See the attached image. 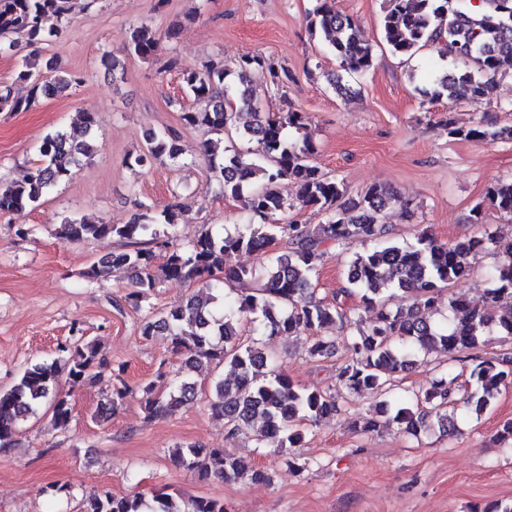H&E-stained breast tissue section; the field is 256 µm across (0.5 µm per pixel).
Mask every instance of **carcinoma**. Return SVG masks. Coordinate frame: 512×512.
<instances>
[{
  "instance_id": "cac0c4a2",
  "label": "carcinoma",
  "mask_w": 512,
  "mask_h": 512,
  "mask_svg": "<svg viewBox=\"0 0 512 512\" xmlns=\"http://www.w3.org/2000/svg\"><path fill=\"white\" fill-rule=\"evenodd\" d=\"M68 0H0V46L12 50L23 39L30 46L58 33L47 26L70 23ZM311 25L328 38L330 51L344 74L327 75L340 95L352 92L343 75H361L374 66V48L363 40L354 16L338 11L327 0H317ZM382 39L390 51L411 58L429 50L451 58L459 68L434 72L420 90L422 104L444 96L474 104L484 101L491 79L504 67L512 69V0H388L382 20ZM162 35L146 24L132 27L122 49L144 60L157 56ZM16 78L29 85L27 97L0 89V112H26L40 99L53 98L78 86L82 77L64 71L54 59L40 66L29 57L17 64ZM263 78L279 86L288 83V69L276 68L261 55L229 65L216 55L201 67L183 72L186 93L205 102L202 109L183 112L185 124L203 127L219 136L207 140L203 153L215 173L224 198L243 205L260 222L235 232L205 229L182 241L177 226L185 221L188 204L175 200L161 210L146 202L127 224H108L87 217L66 218L55 229L57 239L74 244L111 236L121 247L94 262L84 276L92 281L115 271L128 273L126 303L142 308L151 292L166 280L196 283L210 291L214 306L191 296L167 312L148 308L140 325L145 339L162 336L172 352L182 356L178 369L159 365L155 378L140 386L147 417L165 418L195 397L194 372L202 367L230 368L234 382L217 377L211 385L209 409L223 418L227 436L242 429L253 431L257 447L271 448L288 468L301 472L305 464L288 452L303 439L302 422L316 424L342 413V396L336 390L300 388L263 348L261 337L303 334L307 352L319 360L332 347L331 332L348 336L349 356L337 373L339 388L349 392H379L393 385L398 375L412 368L419 355L443 352L450 356L477 348L491 333L512 339V248L498 254L484 302L472 306L447 289L472 273L471 259L496 249L493 235L480 231L456 242H441L422 229L414 241L392 243L385 224L386 212L401 207L398 195L373 185L353 195L344 179L323 171L313 162L314 144L307 133L311 118L305 112H270L254 94V82ZM82 136L65 130L48 135L38 148L39 159L18 178L0 177V216L21 215L51 188L68 181L73 168L93 155L95 120L83 116ZM299 134L289 141V131ZM230 145L217 155L220 137ZM448 137L495 142L512 139V128H497L480 119L473 125L448 123ZM180 134L174 128L147 134L142 150L129 157L140 168L166 160L182 162ZM296 185L295 197L283 195L281 184ZM491 204L512 214V179L500 181L486 192ZM321 212L319 224L276 222V217L302 209ZM288 252L269 249L277 240ZM354 241L371 247L348 256L343 296L359 297L355 306L328 303L315 294L325 259L332 248L347 249ZM258 252L252 266H228L231 253ZM396 292L407 293L410 304L395 312L386 305ZM250 325L243 338L241 325ZM69 379L83 383L96 378L93 370L106 366L97 341L74 332L59 347ZM58 360L26 368L7 390L0 391V449L15 445L22 425L47 407L57 426L72 416L68 396L58 389ZM470 387L458 395L445 371L437 374L416 401L381 400L375 416L359 423L364 432L394 427L412 437L448 426L457 432L456 412L481 414L496 401L501 389L512 383V369L482 360L470 372ZM133 390L117 376L104 406L95 415L111 417ZM172 462L198 479L263 483L265 471L246 464L224 448L187 445L170 454ZM86 512H228L224 501L211 497H178L154 492L147 501L139 494L114 497L97 492L87 501Z\"/></svg>"
}]
</instances>
